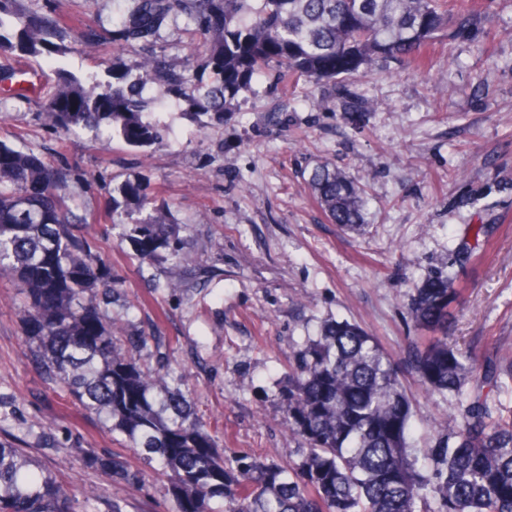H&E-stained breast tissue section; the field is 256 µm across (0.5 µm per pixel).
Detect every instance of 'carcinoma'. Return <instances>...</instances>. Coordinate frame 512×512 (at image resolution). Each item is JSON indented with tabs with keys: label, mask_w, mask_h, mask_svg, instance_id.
I'll return each mask as SVG.
<instances>
[{
	"label": "carcinoma",
	"mask_w": 512,
	"mask_h": 512,
	"mask_svg": "<svg viewBox=\"0 0 512 512\" xmlns=\"http://www.w3.org/2000/svg\"><path fill=\"white\" fill-rule=\"evenodd\" d=\"M0 0V57H44L59 83L48 96L46 124L60 132L102 124L135 148L163 139L149 119L169 104L206 128L224 123L260 79L301 77L314 87L368 74L391 60L419 64L441 33L476 38L478 15L461 0H126L128 11L90 33L53 0ZM168 18L186 21L195 62H175L155 45ZM112 45L100 73L66 68L77 46ZM24 72L0 64V85L29 99ZM73 170L0 141V276L22 290L25 355L112 434L124 436L145 462L81 452L79 464L130 490L156 473L167 480L176 512H512V411L491 396L512 380V352L481 363L448 345V278L430 276L416 289L410 319L430 330L395 360L359 326L325 322L291 363L284 391L287 425L299 460L282 465L260 456L229 458L192 410L168 357L140 356L146 334L132 335L107 309L112 270L68 192ZM309 184L328 220L345 229L364 224L365 200L346 172L316 166ZM119 242L157 269L178 265L192 243L173 205L141 181L112 190ZM423 391L462 396L458 414L433 448H409L413 399L401 377ZM473 383L470 391L463 388ZM98 489H66L34 474L20 448L0 444V512H81Z\"/></svg>",
	"instance_id": "obj_1"
}]
</instances>
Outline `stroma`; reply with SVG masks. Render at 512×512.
Returning a JSON list of instances; mask_svg holds the SVG:
<instances>
[{"mask_svg": "<svg viewBox=\"0 0 512 512\" xmlns=\"http://www.w3.org/2000/svg\"><path fill=\"white\" fill-rule=\"evenodd\" d=\"M325 94L366 108L321 109L304 81H261L223 125L203 129L166 112L164 142L135 149L107 133H55L40 104L0 92V141L73 167L77 212L116 281L112 310H127L129 333L149 335L146 362L171 357L231 455L296 459L280 399L291 355L333 318L397 358L418 334L408 308L430 273L448 275L460 292L449 344L481 360L512 344V0H493L475 43L440 35L423 68L391 62ZM285 96L291 108L267 112ZM325 161L363 189L364 234L329 223L315 200L309 175ZM128 179L174 199L180 222L192 226L194 244L175 273L183 288L171 290L166 275L118 246L107 208ZM18 293L0 278V440L63 486L97 485L101 499L89 512L112 503L120 512H175L162 478L128 492L61 465V447L106 448L135 467L141 460L29 363ZM405 385L417 395L409 445H434L457 401L419 394L411 378Z\"/></svg>", "mask_w": 512, "mask_h": 512, "instance_id": "stroma-1", "label": "stroma"}]
</instances>
